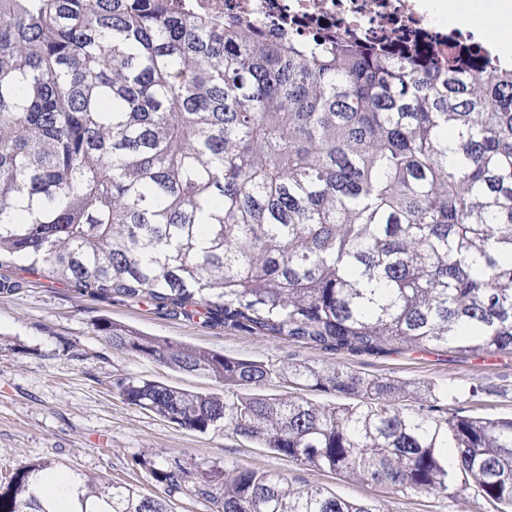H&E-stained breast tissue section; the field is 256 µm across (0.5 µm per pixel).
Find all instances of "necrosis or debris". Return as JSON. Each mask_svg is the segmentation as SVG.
<instances>
[{
  "label": "necrosis or debris",
  "instance_id": "obj_1",
  "mask_svg": "<svg viewBox=\"0 0 512 512\" xmlns=\"http://www.w3.org/2000/svg\"><path fill=\"white\" fill-rule=\"evenodd\" d=\"M423 0H177L186 12L237 25L259 24L293 39L354 33L372 42L401 37L440 43L443 51L482 52L467 30L448 29Z\"/></svg>",
  "mask_w": 512,
  "mask_h": 512
}]
</instances>
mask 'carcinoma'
<instances>
[{
	"instance_id": "cac0c4a2",
	"label": "carcinoma",
	"mask_w": 512,
	"mask_h": 512,
	"mask_svg": "<svg viewBox=\"0 0 512 512\" xmlns=\"http://www.w3.org/2000/svg\"><path fill=\"white\" fill-rule=\"evenodd\" d=\"M100 298L360 355L512 352V65L356 40L293 44L170 0H0V258ZM112 349L212 380L130 405L395 491L512 512V418L431 385L275 368L137 332ZM277 375L358 403L249 393ZM420 401L404 413L400 399ZM15 469L0 512H50ZM216 512H380L287 476L194 464ZM75 512H169L75 473ZM189 471L159 472L180 489Z\"/></svg>"
}]
</instances>
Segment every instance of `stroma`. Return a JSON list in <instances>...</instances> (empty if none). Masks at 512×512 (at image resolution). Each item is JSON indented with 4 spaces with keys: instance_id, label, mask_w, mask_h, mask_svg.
Returning a JSON list of instances; mask_svg holds the SVG:
<instances>
[{
    "instance_id": "stroma-1",
    "label": "stroma",
    "mask_w": 512,
    "mask_h": 512,
    "mask_svg": "<svg viewBox=\"0 0 512 512\" xmlns=\"http://www.w3.org/2000/svg\"><path fill=\"white\" fill-rule=\"evenodd\" d=\"M103 316L204 351L260 360L339 364L360 373L432 384L449 394V412L512 417V353L484 359L452 351L369 357L205 324L202 317L159 310L140 300H102L24 270L0 265V477L24 464L102 475L141 494L167 500L172 512H213L191 491L168 493L155 469L193 463L234 465L288 475L346 500L377 502L382 512H491L473 492H393L308 470L223 430L190 431L125 402L122 382L153 379L191 392L215 391L209 379L113 350L95 330Z\"/></svg>"
}]
</instances>
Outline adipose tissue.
<instances>
[{"instance_id": "1", "label": "adipose tissue", "mask_w": 512, "mask_h": 512, "mask_svg": "<svg viewBox=\"0 0 512 512\" xmlns=\"http://www.w3.org/2000/svg\"><path fill=\"white\" fill-rule=\"evenodd\" d=\"M426 8L449 27H473L505 56L512 55V0H428Z\"/></svg>"}]
</instances>
